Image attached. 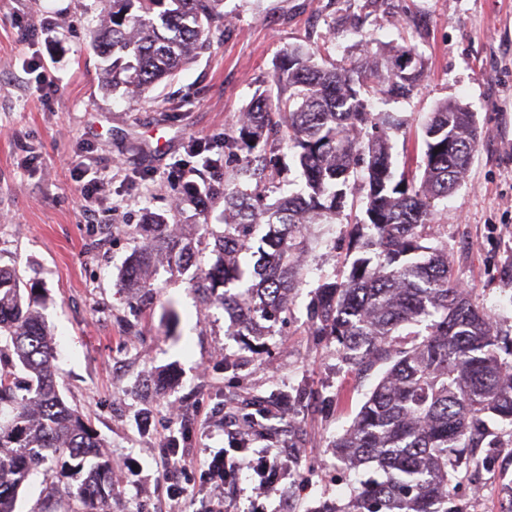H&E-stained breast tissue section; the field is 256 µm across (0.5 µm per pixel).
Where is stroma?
I'll use <instances>...</instances> for the list:
<instances>
[{
  "instance_id": "stroma-1",
  "label": "stroma",
  "mask_w": 512,
  "mask_h": 512,
  "mask_svg": "<svg viewBox=\"0 0 512 512\" xmlns=\"http://www.w3.org/2000/svg\"><path fill=\"white\" fill-rule=\"evenodd\" d=\"M102 0H0V267L32 288L57 344L55 374L69 406L106 442L112 504L153 512L171 404L193 432L186 448L228 447L251 400L268 419L247 436L251 451L278 449L291 471L264 499L267 512H320L345 504L363 471L333 442L351 424L385 367L355 368L334 340L314 335L310 312L322 284L343 281L363 205L310 225V243L287 313L269 336L233 335L234 316L204 306L190 273L156 260L149 289L123 285L147 215L222 230L223 200L202 213L189 186L223 183L270 205L305 184L290 149L275 187L239 177L224 139L258 92L272 88L282 52L301 45L350 62L388 44L421 55L427 70L406 98L376 102L403 121L390 134L397 171L415 169L416 139L435 106L466 104L480 132L465 183L439 201L429 246H446L453 272L490 314L512 365V0H224L229 23L210 49L145 94L102 87L91 47ZM205 145L193 154L192 145ZM102 188L86 196L79 163ZM90 176V177H91ZM476 462L458 461L452 512H512V424H489ZM35 471L19 512H79L64 489L80 482Z\"/></svg>"
}]
</instances>
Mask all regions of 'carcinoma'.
Here are the masks:
<instances>
[{
	"mask_svg": "<svg viewBox=\"0 0 512 512\" xmlns=\"http://www.w3.org/2000/svg\"><path fill=\"white\" fill-rule=\"evenodd\" d=\"M224 0H106L93 37L107 62L103 89L145 92L211 47L224 31ZM409 65L403 67L401 62ZM413 49L381 47L345 67L317 63L301 45L275 63L276 99L260 93L241 116L224 150L245 154L243 173L274 183L272 157L291 144L306 177V194L256 205L238 188L213 186L192 198L205 212L224 198L219 261L200 276L205 304L237 314L239 336H263L285 307L300 274L305 226L341 214L353 180L366 190L364 219L354 236L345 281L318 288L313 332L336 340L352 365L388 369L353 424L333 444L348 465L374 464L350 503L330 512H448L454 448H479L482 416L512 421V368L501 361L489 315L452 274L448 250L422 244L434 201L461 186L479 143L475 113L444 101L423 128L420 183L395 174L389 130L401 122L370 110L375 96H408L425 75ZM253 272L238 260L261 227ZM199 225L174 234L158 217L143 225V245L127 265L125 285L146 287L155 257L179 271L195 263ZM258 279L233 293L246 275ZM54 333L16 270L0 269V512H16L21 486L40 467L64 458L84 468L68 493L83 512H109L112 463L85 418L57 386Z\"/></svg>",
	"mask_w": 512,
	"mask_h": 512,
	"instance_id": "carcinoma-1",
	"label": "carcinoma"
}]
</instances>
